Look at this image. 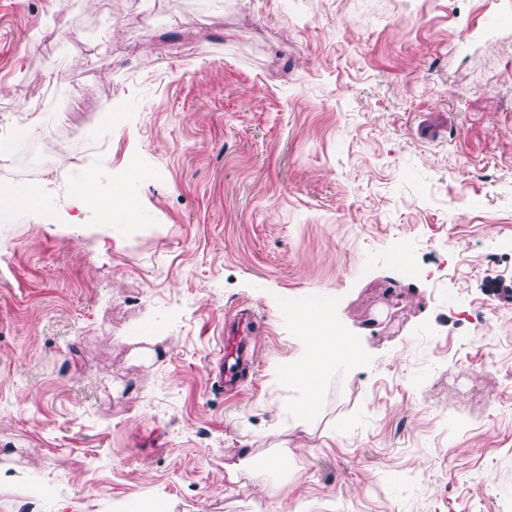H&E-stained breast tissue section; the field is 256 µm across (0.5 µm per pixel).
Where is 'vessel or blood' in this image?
Segmentation results:
<instances>
[{"label":"vessel or blood","mask_w":512,"mask_h":512,"mask_svg":"<svg viewBox=\"0 0 512 512\" xmlns=\"http://www.w3.org/2000/svg\"><path fill=\"white\" fill-rule=\"evenodd\" d=\"M256 314L249 308L233 312L224 330V344L219 351L218 371L215 382L224 392L239 391L247 375L255 366L256 352L251 342Z\"/></svg>","instance_id":"vessel-or-blood-1"}]
</instances>
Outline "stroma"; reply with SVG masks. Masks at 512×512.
Listing matches in <instances>:
<instances>
[{"label":"stroma","mask_w":512,"mask_h":512,"mask_svg":"<svg viewBox=\"0 0 512 512\" xmlns=\"http://www.w3.org/2000/svg\"><path fill=\"white\" fill-rule=\"evenodd\" d=\"M1 138L55 147L0 208V512H255L224 466L281 450L306 512H512V0H0ZM93 167L137 218L66 223ZM305 311L355 365L297 425ZM256 323V314L246 307L235 310L230 323L226 322L214 381L224 393L239 391L247 375L254 370L256 352L251 337Z\"/></svg>","instance_id":"obj_1"}]
</instances>
